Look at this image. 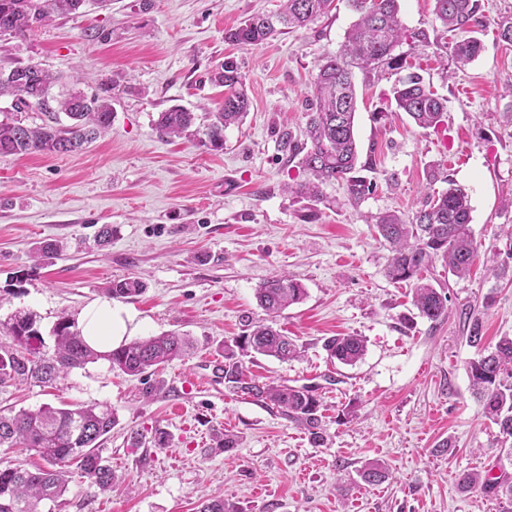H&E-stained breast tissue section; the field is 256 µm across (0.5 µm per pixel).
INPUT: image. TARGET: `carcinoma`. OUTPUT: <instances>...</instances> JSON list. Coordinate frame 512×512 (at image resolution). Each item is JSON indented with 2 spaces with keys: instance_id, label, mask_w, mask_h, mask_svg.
I'll return each mask as SVG.
<instances>
[{
  "instance_id": "carcinoma-1",
  "label": "carcinoma",
  "mask_w": 512,
  "mask_h": 512,
  "mask_svg": "<svg viewBox=\"0 0 512 512\" xmlns=\"http://www.w3.org/2000/svg\"><path fill=\"white\" fill-rule=\"evenodd\" d=\"M85 0H0V33L24 36L54 14H71ZM334 0H283L278 12L254 15L225 33V39L241 46L262 44L278 35L289 33L316 22L329 14ZM434 11L445 32H454L453 44L440 37L430 38L424 31L414 38L425 46L442 50L451 48L456 67L462 68L481 50L480 41L470 36L474 26L482 23L477 14L479 0H434ZM358 14L346 33L340 51L322 60L314 81V98L307 109L306 138L302 141L284 132L279 148L286 159L298 160L309 174L299 183L287 186L289 194L318 202L325 184H343L349 200L361 202L370 193L372 182L358 175L370 167L358 165V146L354 133L357 108L355 71L365 75L377 71L406 69L392 88L396 109L406 113L422 129L438 128L446 112L445 99L423 84L413 65L395 53L406 31L399 18L398 0H349ZM217 86L226 88L224 103L211 113L213 120L199 139L201 145L219 150L224 146V129L240 123L249 108L237 66L226 61L212 76ZM52 75L38 68L29 79L15 82L0 71V96H14L16 106L37 107L53 112L48 91ZM71 124L58 127L44 123L35 127L5 116L0 119V155L45 153L65 155L82 150L112 125L111 100L81 91L58 102ZM194 113L174 106L159 113L156 128L171 138L189 135ZM472 207L464 189L448 183V189L430 197L413 216L385 214L375 221L379 236L388 244L391 257L386 275L396 282H413L412 300L418 314L430 321L442 319L448 311V297L422 276L440 261L452 275L463 278L478 256L472 234ZM63 251L57 241L35 248L34 258L47 263ZM145 284L138 277L112 282L106 289L110 299H126L143 292ZM305 288L288 275H279L256 289L259 307L266 319L249 321L244 333L224 343V385L230 391L251 398L300 426L315 444L324 441L323 404L317 388L310 385L290 386L264 382L247 373L236 360V350L253 352L291 361L301 357L299 346L273 327L274 318L288 306L303 300ZM12 346L0 349V387L21 382L51 385L72 370L98 360L128 376H141L187 355L192 342L177 332L163 333L132 340L110 352L91 347L75 321L63 312L52 329L53 352H41L43 341L35 320L27 313H16L6 326ZM467 342L476 349L468 364L473 394L483 416L498 428V441H512V336H502L494 346L484 343L482 323L475 317L468 322ZM331 360L353 365L365 354L366 341L358 335L332 336L323 343ZM116 424L112 408L98 403L64 408L44 405L37 410L0 413V448H26L34 451L44 465L35 470L0 467V512H41L44 501L56 503L69 483L77 477L88 488L101 493L112 491L115 476L112 466L102 455V437ZM385 464L373 460L362 470L368 484L387 478ZM462 490L480 489L512 500V479L500 475L491 479L480 472H466L459 480ZM197 512H239L237 505L222 497L203 502Z\"/></svg>"
}]
</instances>
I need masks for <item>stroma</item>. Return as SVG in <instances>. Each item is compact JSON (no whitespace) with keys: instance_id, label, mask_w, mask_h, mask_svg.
Masks as SVG:
<instances>
[{"instance_id":"1","label":"stroma","mask_w":512,"mask_h":512,"mask_svg":"<svg viewBox=\"0 0 512 512\" xmlns=\"http://www.w3.org/2000/svg\"><path fill=\"white\" fill-rule=\"evenodd\" d=\"M480 4L489 19L475 32L482 51L460 70L413 37L438 28L434 0H399L408 33L399 51L445 98L444 122L422 129L396 111L394 76L358 79L355 130L374 188L353 204L341 183L326 184L314 207L286 192L306 173L277 140L285 130L302 136L318 66L356 19L348 0L247 50L225 41L226 31L278 10L280 0H112L107 9L87 0L27 36L0 34V69L42 64L59 78L55 97L105 85L114 111L110 130L82 151L0 156V345L10 346L6 324L22 312L52 351L60 313L79 318L108 301L112 281L131 276L145 291L108 301L122 312L126 340L173 330L194 342L189 356L145 380L100 360L51 387L0 389V410L96 402L117 416L102 454L130 491L96 493L76 478L54 512H196L216 496L240 512H512L511 501L458 485L462 473L497 470L502 453L469 386L476 351L468 319L480 317L487 342L512 336V283L489 274L506 259L512 226V45L494 26L512 17V0ZM228 58L240 67L250 107L242 124L225 129L223 149L162 136L159 112L183 106L201 127L220 108L224 90L210 77ZM450 181L471 199L479 250L468 278L431 267L429 280L448 297L447 316L432 322L415 309L411 283L385 276L389 251L375 221L413 215ZM104 224L112 242L100 248L94 237ZM47 239L65 248L35 265L33 250ZM281 273L306 290L277 319L302 356L237 358L260 379L318 387L321 445L277 410L231 392L218 371L225 342L246 318L264 316L256 289ZM342 334L366 341L355 365L327 361L324 338ZM225 430L238 444L215 451ZM444 441L448 452H437ZM372 459L389 468L378 485L361 479Z\"/></svg>"}]
</instances>
